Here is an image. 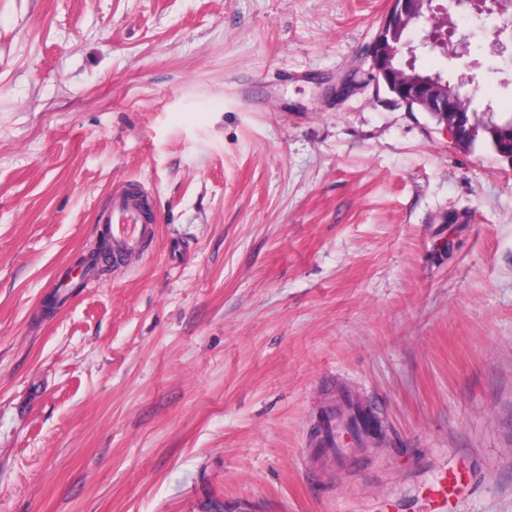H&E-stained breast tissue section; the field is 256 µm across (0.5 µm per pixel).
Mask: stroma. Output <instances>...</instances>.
Segmentation results:
<instances>
[{
	"label": "stroma",
	"instance_id": "stroma-1",
	"mask_svg": "<svg viewBox=\"0 0 512 512\" xmlns=\"http://www.w3.org/2000/svg\"><path fill=\"white\" fill-rule=\"evenodd\" d=\"M433 4L416 68L512 112V27ZM391 6L0 0V512H512V164L377 83ZM119 183L154 241L56 299ZM460 487L457 476L453 478H442L430 488V495L433 502L438 504V509H442L444 506H448V499L456 492Z\"/></svg>",
	"mask_w": 512,
	"mask_h": 512
}]
</instances>
